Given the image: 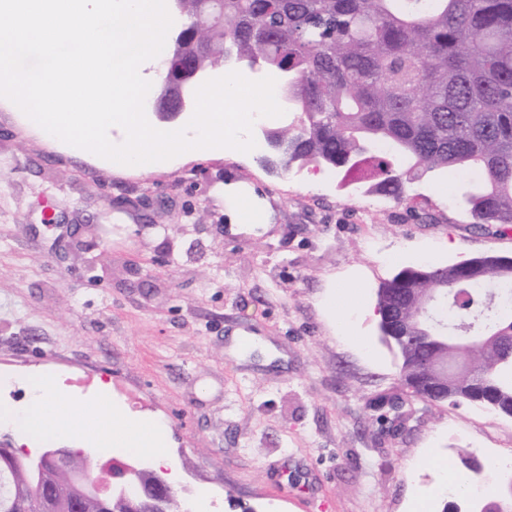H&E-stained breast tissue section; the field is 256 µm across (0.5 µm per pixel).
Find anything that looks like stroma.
<instances>
[{
    "instance_id": "1",
    "label": "stroma",
    "mask_w": 512,
    "mask_h": 512,
    "mask_svg": "<svg viewBox=\"0 0 512 512\" xmlns=\"http://www.w3.org/2000/svg\"><path fill=\"white\" fill-rule=\"evenodd\" d=\"M353 180L253 151L99 165L0 101V373L49 368L69 395L102 379L128 414L162 413L176 498L203 512H408L428 492L435 512L490 503L438 492L435 463L488 468L502 494L512 417L413 399L404 430L381 433L370 405L399 392L400 360L366 310L402 268L510 256L512 234L473 228L461 177L414 180L376 208ZM231 185L258 195L261 223L232 222ZM88 224L103 244L87 261L53 251ZM237 333L264 345L232 353Z\"/></svg>"
}]
</instances>
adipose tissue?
Masks as SVG:
<instances>
[{
    "mask_svg": "<svg viewBox=\"0 0 512 512\" xmlns=\"http://www.w3.org/2000/svg\"><path fill=\"white\" fill-rule=\"evenodd\" d=\"M30 379L31 396L24 407L0 402V431L14 433L17 445L29 447L49 438L74 448L83 447L84 435L70 425L73 405L78 402L111 423L112 435L100 441L103 451L126 448L144 452L152 455L157 465L177 472V464L167 451L170 439L166 422L159 417L144 419L115 410L110 385H98L70 400L61 396L59 383L50 374L34 373Z\"/></svg>",
    "mask_w": 512,
    "mask_h": 512,
    "instance_id": "adipose-tissue-1",
    "label": "adipose tissue"
}]
</instances>
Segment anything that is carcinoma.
<instances>
[{"label": "carcinoma", "mask_w": 512, "mask_h": 512, "mask_svg": "<svg viewBox=\"0 0 512 512\" xmlns=\"http://www.w3.org/2000/svg\"><path fill=\"white\" fill-rule=\"evenodd\" d=\"M224 15L179 44L204 71L255 61L295 82L294 112L266 143L286 166L316 162L360 170L370 188L396 201L427 174H468L463 209L479 227L512 225V0H223ZM476 279L424 265L396 274L380 302L401 289L421 294L455 285L440 317L464 329L512 331V281L500 256L479 258ZM400 374L434 352L418 338L398 346ZM512 346L473 359L493 379L482 402L512 414ZM0 512H42L46 492L73 507L71 474L50 471L41 488L26 464L0 454Z\"/></svg>", "instance_id": "cac0c4a2"}]
</instances>
